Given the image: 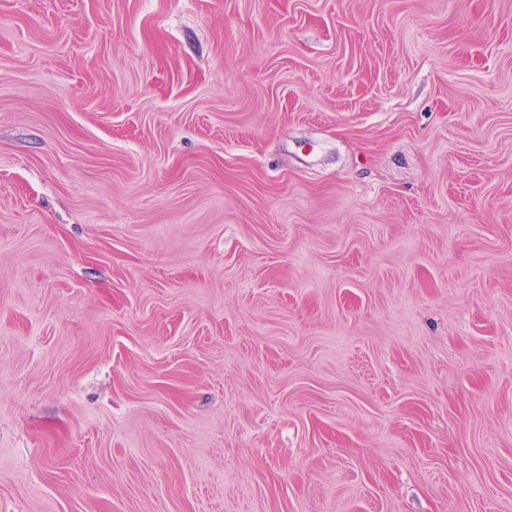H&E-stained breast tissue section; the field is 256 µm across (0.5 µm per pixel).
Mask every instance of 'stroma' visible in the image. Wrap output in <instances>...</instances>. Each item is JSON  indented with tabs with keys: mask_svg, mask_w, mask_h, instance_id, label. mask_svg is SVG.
<instances>
[{
	"mask_svg": "<svg viewBox=\"0 0 512 512\" xmlns=\"http://www.w3.org/2000/svg\"><path fill=\"white\" fill-rule=\"evenodd\" d=\"M0 512H512V0H0Z\"/></svg>",
	"mask_w": 512,
	"mask_h": 512,
	"instance_id": "stroma-1",
	"label": "stroma"
}]
</instances>
